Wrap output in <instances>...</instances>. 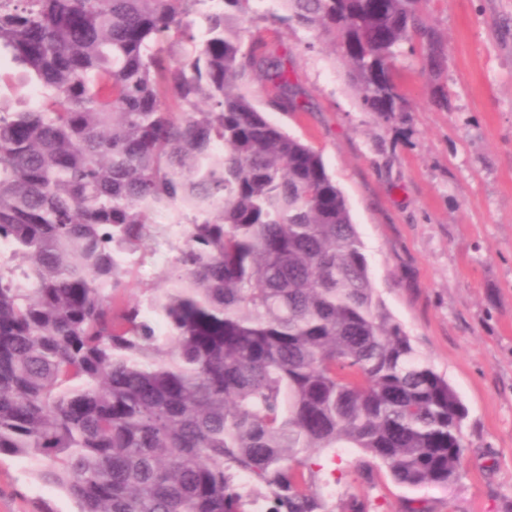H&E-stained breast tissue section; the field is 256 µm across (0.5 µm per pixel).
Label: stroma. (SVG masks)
<instances>
[{"mask_svg":"<svg viewBox=\"0 0 512 512\" xmlns=\"http://www.w3.org/2000/svg\"><path fill=\"white\" fill-rule=\"evenodd\" d=\"M251 32L288 64L302 112L268 110L260 76L244 89L284 131L322 154L357 225L375 296L466 408L463 464L448 487L411 490L362 454H323L332 505L357 497L369 512H512V0H431L428 23L447 60L401 56L395 82L408 109L364 110L349 65L329 39L276 22L280 0ZM162 230L136 268L147 285L173 257ZM21 457L0 456V512H75Z\"/></svg>","mask_w":512,"mask_h":512,"instance_id":"1","label":"stroma"}]
</instances>
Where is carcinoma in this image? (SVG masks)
Masks as SVG:
<instances>
[{
  "label": "carcinoma",
  "mask_w": 512,
  "mask_h": 512,
  "mask_svg": "<svg viewBox=\"0 0 512 512\" xmlns=\"http://www.w3.org/2000/svg\"><path fill=\"white\" fill-rule=\"evenodd\" d=\"M264 0H5L0 66V455L78 512H334L318 457L357 448L394 483L459 477L465 408L375 298L321 153L242 91L303 112L248 37ZM329 36L363 106L405 111L404 46L437 68L429 0H282ZM200 14L180 55L169 41ZM164 215L158 284L133 269Z\"/></svg>",
  "instance_id": "1"
}]
</instances>
